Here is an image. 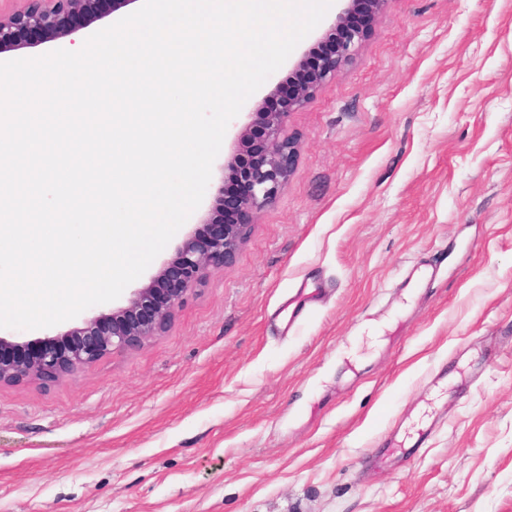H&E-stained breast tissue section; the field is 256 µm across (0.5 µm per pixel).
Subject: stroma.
Here are the masks:
<instances>
[{
    "label": "stroma",
    "instance_id": "obj_1",
    "mask_svg": "<svg viewBox=\"0 0 512 512\" xmlns=\"http://www.w3.org/2000/svg\"><path fill=\"white\" fill-rule=\"evenodd\" d=\"M287 134L166 334L0 387V512H512V0H389Z\"/></svg>",
    "mask_w": 512,
    "mask_h": 512
}]
</instances>
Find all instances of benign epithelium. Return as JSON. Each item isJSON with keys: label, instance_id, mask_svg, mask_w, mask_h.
Instances as JSON below:
<instances>
[{"label": "benign epithelium", "instance_id": "benign-epithelium-1", "mask_svg": "<svg viewBox=\"0 0 512 512\" xmlns=\"http://www.w3.org/2000/svg\"><path fill=\"white\" fill-rule=\"evenodd\" d=\"M16 9L0 12V53L25 47L46 35L66 39L92 21L118 11L132 0H18ZM343 8L325 28L322 39L336 49L322 60L309 81L287 95L275 110L268 98L247 113L224 160V178L216 189L213 206L201 216L203 229L187 237L148 282L134 289L127 304L92 312L81 325L63 334L18 342L0 336V387L56 381L84 371L116 351L136 350L164 335L179 310L212 274L233 263L248 242L257 217L273 205L288 186L296 149L286 136L289 117L304 108L319 88L340 76L364 41L367 31L342 32L350 14L367 8L372 17L383 12L389 0H342ZM248 191L234 200L236 222L224 223V196L236 182Z\"/></svg>", "mask_w": 512, "mask_h": 512}]
</instances>
